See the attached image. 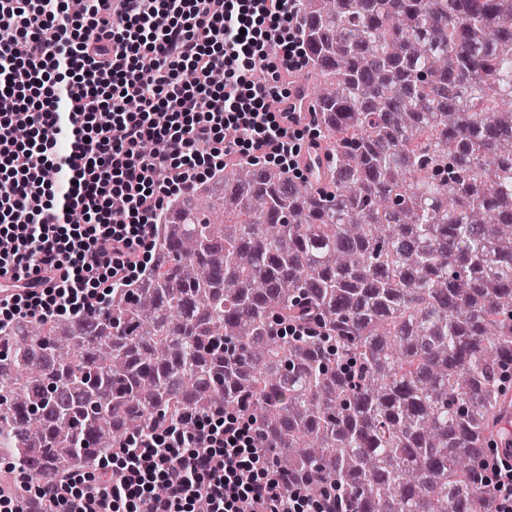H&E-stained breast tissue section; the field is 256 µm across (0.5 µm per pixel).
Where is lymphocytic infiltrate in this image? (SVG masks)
Returning <instances> with one entry per match:
<instances>
[{
    "instance_id": "lymphocytic-infiltrate-1",
    "label": "lymphocytic infiltrate",
    "mask_w": 512,
    "mask_h": 512,
    "mask_svg": "<svg viewBox=\"0 0 512 512\" xmlns=\"http://www.w3.org/2000/svg\"><path fill=\"white\" fill-rule=\"evenodd\" d=\"M298 2L0 0V327L102 312L100 286L131 279L165 199L193 192L219 154L298 168L289 135L317 115L282 120L263 76L273 59L292 79L304 67ZM60 68L72 80L58 91ZM30 492L20 502L0 478V512H336L334 496L285 486L220 408L129 438L95 471L41 473Z\"/></svg>"
}]
</instances>
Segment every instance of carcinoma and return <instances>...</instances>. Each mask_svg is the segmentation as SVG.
Returning <instances> with one entry per match:
<instances>
[{
  "label": "carcinoma",
  "mask_w": 512,
  "mask_h": 512,
  "mask_svg": "<svg viewBox=\"0 0 512 512\" xmlns=\"http://www.w3.org/2000/svg\"><path fill=\"white\" fill-rule=\"evenodd\" d=\"M315 180L229 161L104 316L0 330V454L74 470L216 406L339 512H493L512 371V0H301Z\"/></svg>",
  "instance_id": "cac0c4a2"
}]
</instances>
